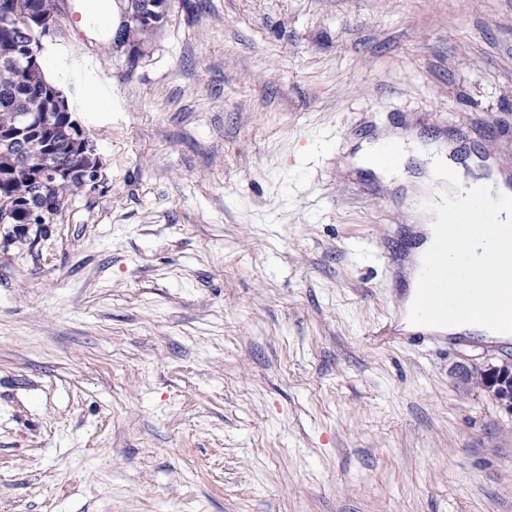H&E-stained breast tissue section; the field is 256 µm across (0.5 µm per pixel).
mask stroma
<instances>
[{"mask_svg":"<svg viewBox=\"0 0 512 512\" xmlns=\"http://www.w3.org/2000/svg\"><path fill=\"white\" fill-rule=\"evenodd\" d=\"M65 2L103 179L0 224V512H512V344L372 337L409 186L348 165L398 127L512 165V0H170L136 47ZM478 384L490 392L499 405L512 414V364L503 362L479 373Z\"/></svg>","mask_w":512,"mask_h":512,"instance_id":"obj_1","label":"stroma"}]
</instances>
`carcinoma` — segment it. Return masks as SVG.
Returning a JSON list of instances; mask_svg holds the SVG:
<instances>
[{
	"instance_id": "obj_1",
	"label": "carcinoma",
	"mask_w": 512,
	"mask_h": 512,
	"mask_svg": "<svg viewBox=\"0 0 512 512\" xmlns=\"http://www.w3.org/2000/svg\"><path fill=\"white\" fill-rule=\"evenodd\" d=\"M8 15L0 16V213L6 223L23 224L30 205L48 196L56 202L47 220L57 214L73 193L84 167H98V155L83 151L84 131L73 125L71 109L53 103L42 64L24 57V48L37 35L27 27L35 15L54 16L57 0H0ZM146 28L138 20L120 30L117 41L136 47ZM48 112L52 121L40 119ZM53 148L74 174L46 184L43 172L48 149Z\"/></svg>"
}]
</instances>
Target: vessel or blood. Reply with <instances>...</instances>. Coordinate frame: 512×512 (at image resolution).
<instances>
[{"instance_id":"obj_1","label":"vessel or blood","mask_w":512,"mask_h":512,"mask_svg":"<svg viewBox=\"0 0 512 512\" xmlns=\"http://www.w3.org/2000/svg\"><path fill=\"white\" fill-rule=\"evenodd\" d=\"M501 260L491 256L481 287H462V275L448 264V247L440 245L430 252L415 283V330L401 337L392 323L374 331L381 340L402 338L419 345L434 340L435 327L447 325L449 318L479 317L485 321L512 326V288L498 274Z\"/></svg>"}]
</instances>
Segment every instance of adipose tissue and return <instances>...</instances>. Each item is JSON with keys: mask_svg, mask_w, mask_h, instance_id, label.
I'll return each mask as SVG.
<instances>
[{"mask_svg": "<svg viewBox=\"0 0 512 512\" xmlns=\"http://www.w3.org/2000/svg\"><path fill=\"white\" fill-rule=\"evenodd\" d=\"M443 140H428L416 131L395 129L383 131L376 138L362 142L351 158L352 167L372 171L383 182L404 175V164L412 157L430 160L425 174L416 176L417 202L410 212L413 223L426 235L425 243L410 262L411 277H418L426 254L439 242L440 231L448 233V262L466 274L479 276L485 253L494 247V240L485 233L489 224L512 223V191L494 161H486L485 178L473 179L464 165L450 163ZM475 199L468 223L450 227L452 207L461 200Z\"/></svg>", "mask_w": 512, "mask_h": 512, "instance_id": "1", "label": "adipose tissue"}]
</instances>
